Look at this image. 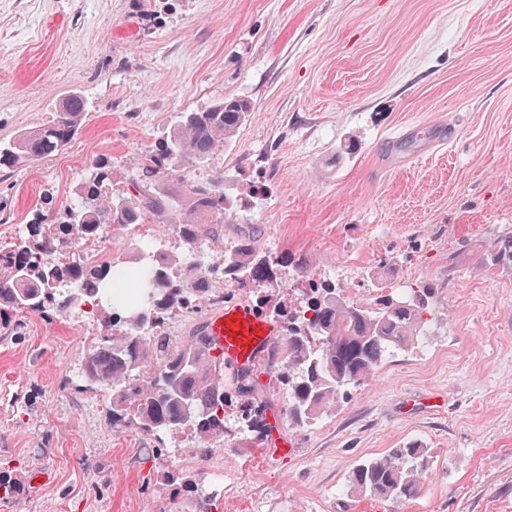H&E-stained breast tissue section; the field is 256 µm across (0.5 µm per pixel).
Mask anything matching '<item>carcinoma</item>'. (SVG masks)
I'll return each mask as SVG.
<instances>
[{
	"mask_svg": "<svg viewBox=\"0 0 512 512\" xmlns=\"http://www.w3.org/2000/svg\"><path fill=\"white\" fill-rule=\"evenodd\" d=\"M87 106L67 96L52 120L17 139L0 143V171L62 151L81 128ZM251 104L224 98L207 108L177 113L156 139L132 194L106 192L105 166L93 167L79 190V201L54 215H39L11 250L0 252V328L10 330L12 314L61 313L88 298L106 302L109 332L94 338L82 358L85 386L110 393L112 422L142 435L177 436L186 431L198 440L194 457L208 461L213 444L237 434H259L262 399L251 369H239L236 390L246 397L236 427L224 424V361L211 355V342L198 327L184 339L163 331L175 313L197 315L204 303H224L211 288V273L256 295L258 312L280 323L282 342L276 381L287 394L285 416L303 428L334 409L351 390L366 384L391 356L419 343L424 313L437 296L417 286L401 296L381 294L361 306L336 301L341 290L329 283L305 281L299 306L265 307L264 290L285 286V269L304 278L307 262L286 253L263 251L256 237L243 235L206 268L193 255L215 244L222 225L249 204L251 186L233 195L224 175L189 181L180 171L208 162L248 121ZM169 224L184 246L169 252L162 241L139 244L129 256L95 260L84 245L99 241L108 228ZM494 259L512 264V236L495 246ZM120 333H115V327ZM428 451L418 442L362 461L348 475V490L386 501L417 497L429 480ZM179 490L197 497L198 512H212L214 497H199L200 474L178 477Z\"/></svg>",
	"mask_w": 512,
	"mask_h": 512,
	"instance_id": "obj_1",
	"label": "carcinoma"
}]
</instances>
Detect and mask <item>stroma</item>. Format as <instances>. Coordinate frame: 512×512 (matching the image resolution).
<instances>
[{
    "label": "stroma",
    "instance_id": "35a3bbf8",
    "mask_svg": "<svg viewBox=\"0 0 512 512\" xmlns=\"http://www.w3.org/2000/svg\"><path fill=\"white\" fill-rule=\"evenodd\" d=\"M73 92L88 110L67 150L0 172V248L72 204L96 162L127 192L177 113L241 98L247 125L186 176L266 192L205 264L254 231L348 297L437 290L423 339L310 427L289 426L257 362L266 429L202 471L219 512H512V267L492 261L512 235V0H0V142ZM104 320L21 311L0 334V471L22 485L0 512H197L170 479L194 439L114 426L79 379ZM411 440L431 456L420 495L348 493L359 461Z\"/></svg>",
    "mask_w": 512,
    "mask_h": 512
}]
</instances>
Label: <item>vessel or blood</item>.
<instances>
[{
  "mask_svg": "<svg viewBox=\"0 0 512 512\" xmlns=\"http://www.w3.org/2000/svg\"><path fill=\"white\" fill-rule=\"evenodd\" d=\"M204 331L211 337L215 352L223 354L225 364L235 368L251 366L277 339L271 322L238 304L212 311Z\"/></svg>",
  "mask_w": 512,
  "mask_h": 512,
  "instance_id": "obj_1",
  "label": "vessel or blood"
}]
</instances>
